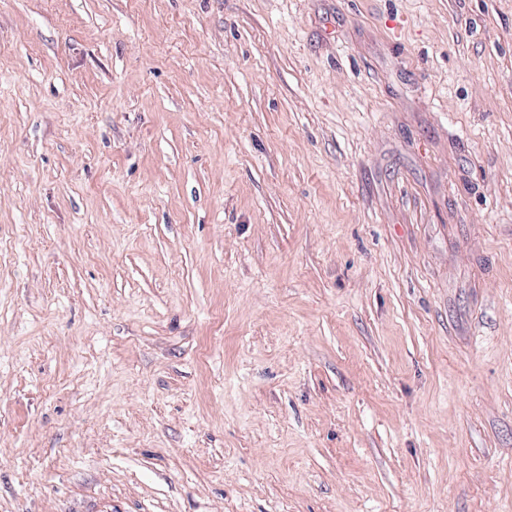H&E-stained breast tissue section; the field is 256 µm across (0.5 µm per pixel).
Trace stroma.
<instances>
[{
	"label": "stroma",
	"instance_id": "35a3bbf8",
	"mask_svg": "<svg viewBox=\"0 0 512 512\" xmlns=\"http://www.w3.org/2000/svg\"><path fill=\"white\" fill-rule=\"evenodd\" d=\"M0 512H512V0H0Z\"/></svg>",
	"mask_w": 512,
	"mask_h": 512
}]
</instances>
